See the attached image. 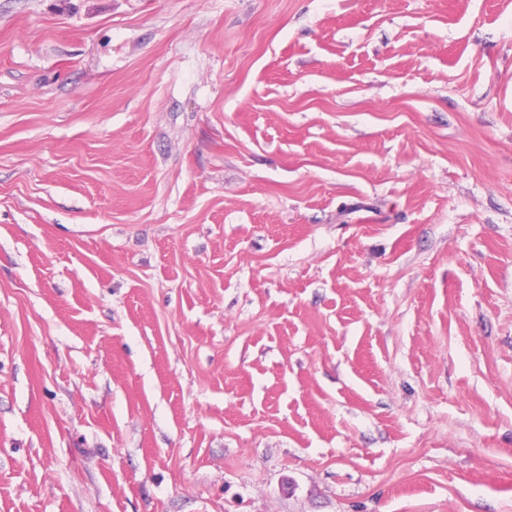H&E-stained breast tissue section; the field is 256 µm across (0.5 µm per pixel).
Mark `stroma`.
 Here are the masks:
<instances>
[{
    "label": "stroma",
    "mask_w": 512,
    "mask_h": 512,
    "mask_svg": "<svg viewBox=\"0 0 512 512\" xmlns=\"http://www.w3.org/2000/svg\"><path fill=\"white\" fill-rule=\"evenodd\" d=\"M0 512H512V0H0Z\"/></svg>",
    "instance_id": "35a3bbf8"
}]
</instances>
